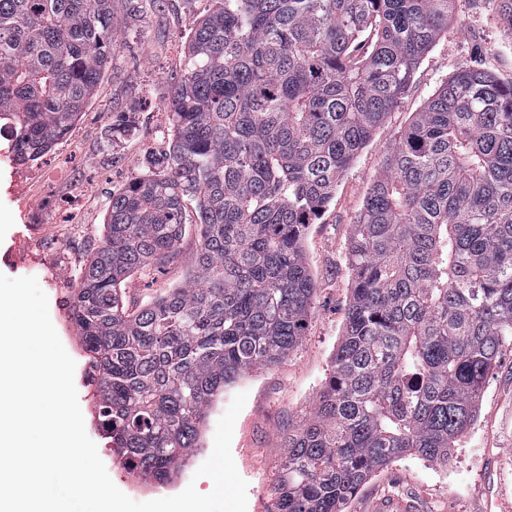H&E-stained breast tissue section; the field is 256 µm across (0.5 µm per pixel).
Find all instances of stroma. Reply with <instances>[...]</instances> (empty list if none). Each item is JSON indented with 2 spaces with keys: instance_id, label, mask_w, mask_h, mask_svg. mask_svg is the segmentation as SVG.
<instances>
[{
  "instance_id": "obj_1",
  "label": "stroma",
  "mask_w": 512,
  "mask_h": 512,
  "mask_svg": "<svg viewBox=\"0 0 512 512\" xmlns=\"http://www.w3.org/2000/svg\"><path fill=\"white\" fill-rule=\"evenodd\" d=\"M211 0H112L116 39L111 63L85 112L66 137L34 162H19L0 136V273L36 277L49 301L51 321L76 363L75 386L84 420H91L88 367L66 304L89 245L101 237L113 194L149 175L171 138L166 104L185 63L189 39ZM512 80V37L500 27L488 0H459L458 19L420 63L403 102L374 132L338 183L334 198L308 226L305 255L314 277L316 309L301 342L280 363L250 372L216 398L201 429L199 446L170 484L132 478L94 428V440L113 483L131 499L170 497L195 484L209 492L208 478L194 473L208 459L219 418L233 397L247 393L231 445L248 483L253 512L268 504V481L279 466L281 438L308 413L324 385L342 340L352 298L347 250L354 222L398 131L411 121L442 83L463 65ZM66 241L65 250L53 248ZM197 247L188 229L162 271L136 273L121 285L136 310L178 286L188 275ZM413 512H512V349H504L486 378L473 426L447 466L406 456L380 470L344 506V512H375L389 492Z\"/></svg>"
}]
</instances>
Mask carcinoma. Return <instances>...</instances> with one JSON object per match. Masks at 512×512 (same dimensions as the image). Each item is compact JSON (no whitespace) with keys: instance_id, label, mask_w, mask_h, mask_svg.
I'll use <instances>...</instances> for the list:
<instances>
[{"instance_id":"obj_1","label":"carcinoma","mask_w":512,"mask_h":512,"mask_svg":"<svg viewBox=\"0 0 512 512\" xmlns=\"http://www.w3.org/2000/svg\"><path fill=\"white\" fill-rule=\"evenodd\" d=\"M167 104L155 171L112 195L69 311L99 429L126 469L170 483L213 399L302 340L310 220L399 106L457 0H213ZM512 35V0H489ZM112 0H0V132L37 160L84 112L112 54ZM191 272L131 312L132 273ZM353 299L314 407L283 438L267 512H342L408 455L448 465L512 344V81L463 66L396 136L354 224Z\"/></svg>"}]
</instances>
